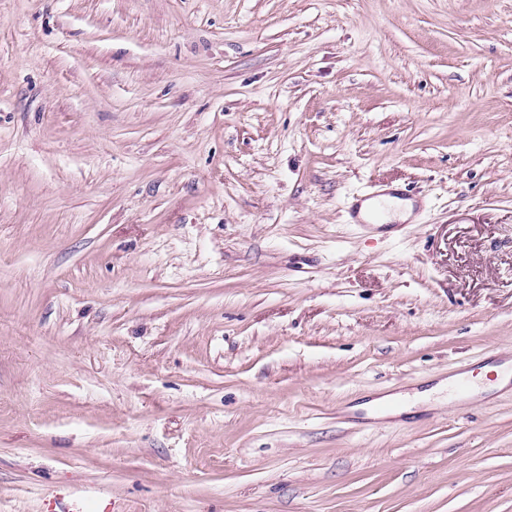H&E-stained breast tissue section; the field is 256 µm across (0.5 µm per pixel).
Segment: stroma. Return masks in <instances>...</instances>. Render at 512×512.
Instances as JSON below:
<instances>
[{
	"mask_svg": "<svg viewBox=\"0 0 512 512\" xmlns=\"http://www.w3.org/2000/svg\"><path fill=\"white\" fill-rule=\"evenodd\" d=\"M509 360L512 0H0V512H512V385L359 408ZM54 512H112V501L77 490L63 489L56 495Z\"/></svg>",
	"mask_w": 512,
	"mask_h": 512,
	"instance_id": "35a3bbf8",
	"label": "stroma"
}]
</instances>
